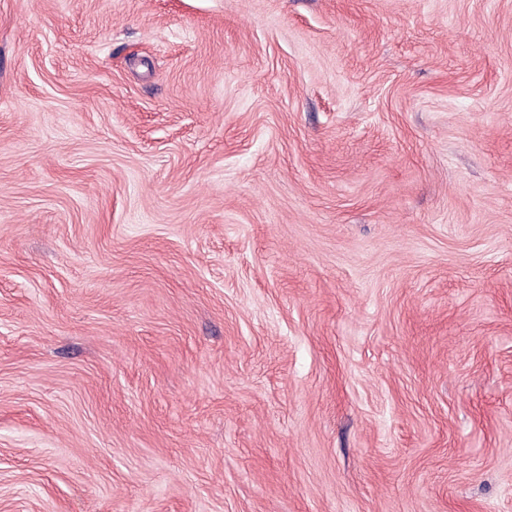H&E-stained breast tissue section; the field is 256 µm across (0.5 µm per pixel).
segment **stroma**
Masks as SVG:
<instances>
[{"instance_id":"35a3bbf8","label":"stroma","mask_w":512,"mask_h":512,"mask_svg":"<svg viewBox=\"0 0 512 512\" xmlns=\"http://www.w3.org/2000/svg\"><path fill=\"white\" fill-rule=\"evenodd\" d=\"M0 512H512V0H0Z\"/></svg>"}]
</instances>
